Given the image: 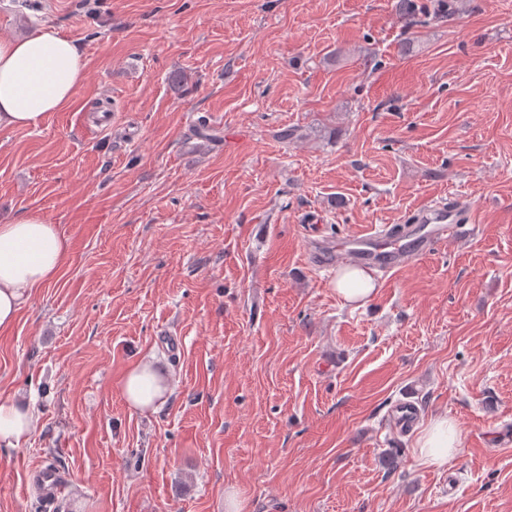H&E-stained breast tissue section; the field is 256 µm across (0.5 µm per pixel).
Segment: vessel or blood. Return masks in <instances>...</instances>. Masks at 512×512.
Listing matches in <instances>:
<instances>
[{"label":"vessel or blood","instance_id":"obj_1","mask_svg":"<svg viewBox=\"0 0 512 512\" xmlns=\"http://www.w3.org/2000/svg\"><path fill=\"white\" fill-rule=\"evenodd\" d=\"M415 223L394 233L383 227L367 233L351 235L339 241L335 250L317 259L319 269H329L337 262H365L389 273L406 266L419 256L429 254L439 246L473 235L477 230L473 211L462 201H436L421 206ZM417 408L409 401L397 403L392 409L393 425L405 431L417 419ZM36 486L46 501L62 497L65 479L58 469L42 468Z\"/></svg>","mask_w":512,"mask_h":512}]
</instances>
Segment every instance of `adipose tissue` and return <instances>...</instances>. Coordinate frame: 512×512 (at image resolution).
<instances>
[{
  "label": "adipose tissue",
  "instance_id": "obj_1",
  "mask_svg": "<svg viewBox=\"0 0 512 512\" xmlns=\"http://www.w3.org/2000/svg\"><path fill=\"white\" fill-rule=\"evenodd\" d=\"M87 60L78 44L47 28L26 37L0 36V130L34 129L76 99ZM66 247L56 225L38 215L0 224V331L15 323L36 288L58 275ZM121 395L135 410L163 402L168 382L148 364L124 375ZM36 427L27 403L0 398V445L18 446ZM461 448V431L448 415L433 417L417 441V460L431 470L451 467Z\"/></svg>",
  "mask_w": 512,
  "mask_h": 512
}]
</instances>
